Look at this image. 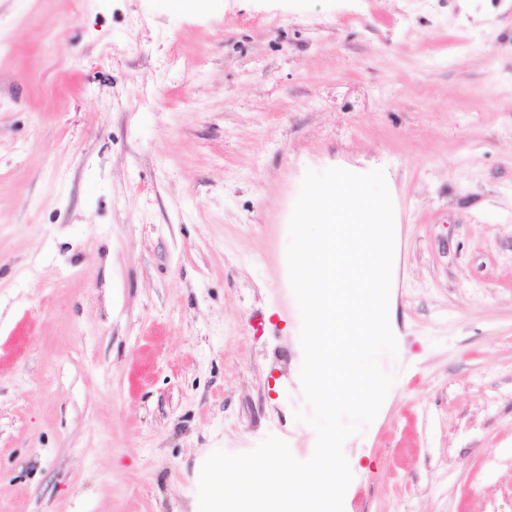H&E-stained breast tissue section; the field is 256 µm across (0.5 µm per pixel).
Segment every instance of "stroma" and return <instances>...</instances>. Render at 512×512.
I'll list each match as a JSON object with an SVG mask.
<instances>
[{"mask_svg": "<svg viewBox=\"0 0 512 512\" xmlns=\"http://www.w3.org/2000/svg\"><path fill=\"white\" fill-rule=\"evenodd\" d=\"M372 165L401 349L344 512H512V0H0V512L308 460L289 221Z\"/></svg>", "mask_w": 512, "mask_h": 512, "instance_id": "stroma-1", "label": "stroma"}]
</instances>
